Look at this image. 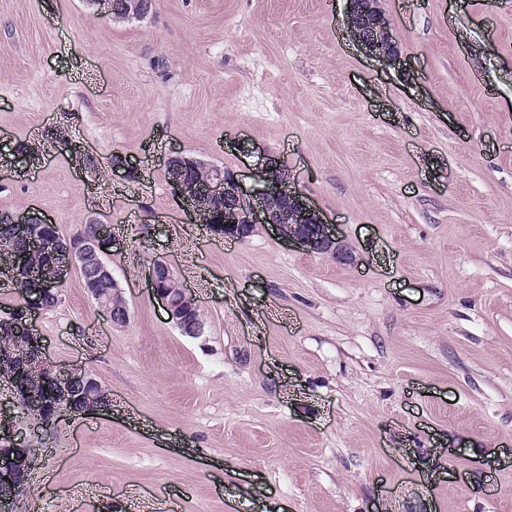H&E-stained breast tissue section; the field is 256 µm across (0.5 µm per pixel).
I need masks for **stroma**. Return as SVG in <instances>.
Here are the masks:
<instances>
[{"mask_svg": "<svg viewBox=\"0 0 512 512\" xmlns=\"http://www.w3.org/2000/svg\"><path fill=\"white\" fill-rule=\"evenodd\" d=\"M378 7L393 59L347 0H152L125 23L0 0V213L111 225L129 308L112 324L73 271L37 319L111 406L60 417L17 512H512V0ZM176 153L250 188L278 160L335 253L215 235L171 193ZM158 259L200 338L148 291ZM358 0H348V24L354 38L358 41L362 48L367 52L383 57H394L395 53H386L380 51L379 46L389 41L388 24L376 7L377 0H364V12L369 16L367 23L359 25L355 21ZM166 278L180 284L169 263L163 260L155 261L149 278L152 295L163 305L169 319L181 328L184 335H188L191 338H194L192 336H203L202 326L197 323L203 324L205 328V319L199 310L189 311L186 315L187 321L195 323L194 325L190 326L184 322L183 313L185 308L198 305L196 297H193L190 290L183 288V286L182 288L166 290L162 287V282Z\"/></svg>", "mask_w": 512, "mask_h": 512, "instance_id": "stroma-1", "label": "stroma"}]
</instances>
